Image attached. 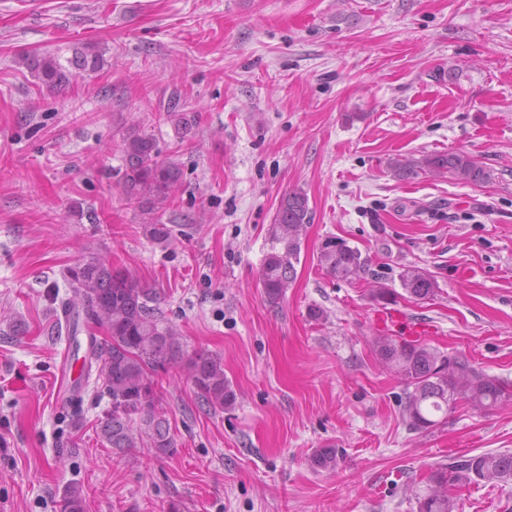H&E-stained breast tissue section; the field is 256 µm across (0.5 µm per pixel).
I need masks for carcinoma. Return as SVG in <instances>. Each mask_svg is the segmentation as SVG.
<instances>
[{
	"instance_id": "cac0c4a2",
	"label": "carcinoma",
	"mask_w": 512,
	"mask_h": 512,
	"mask_svg": "<svg viewBox=\"0 0 512 512\" xmlns=\"http://www.w3.org/2000/svg\"><path fill=\"white\" fill-rule=\"evenodd\" d=\"M25 64L43 85L55 89L70 82L72 73L51 56L29 55ZM71 64L82 72H96L104 66V54L98 46L87 44L75 53ZM124 189L131 199L148 203L147 213L154 215L172 198L180 179L174 163L158 159L153 135L133 129L124 139ZM394 176L401 180L448 175L460 183H481L490 173L471 155L461 151L432 153L420 159L393 158L389 162ZM311 223L307 194L295 189L284 195L276 209L274 239L283 251H271L263 263L259 279L271 304L284 299L296 278L302 239ZM318 262L326 273L338 280L352 282L364 274L366 260L361 252L336 238H326L319 249ZM64 277L73 295L64 304L70 324L80 316L103 327L104 342L91 341L95 360L101 362L99 376L112 400V409L99 425L105 445L117 452L148 442L157 456L176 453L170 423L158 409L160 395L154 390L152 375L168 366L182 365L187 379L196 389L199 403L213 412L230 410L237 393L224 377L221 357L205 350L184 348L176 328L157 315V293L127 269L97 253L85 262L68 267ZM405 292L416 300L435 295L437 283L424 270L411 267L400 274ZM381 362L404 383V415L409 429L428 432L447 422L448 414L466 403L474 408L492 410L509 397L507 389L488 376L463 354L444 353L429 344L382 336L377 341ZM316 469L334 470L338 450H316L311 458ZM512 480V453H484L462 456L440 464L413 490L417 512H456L453 489L478 481L488 483ZM56 512H86L87 495L83 486H68L55 501Z\"/></svg>"
}]
</instances>
